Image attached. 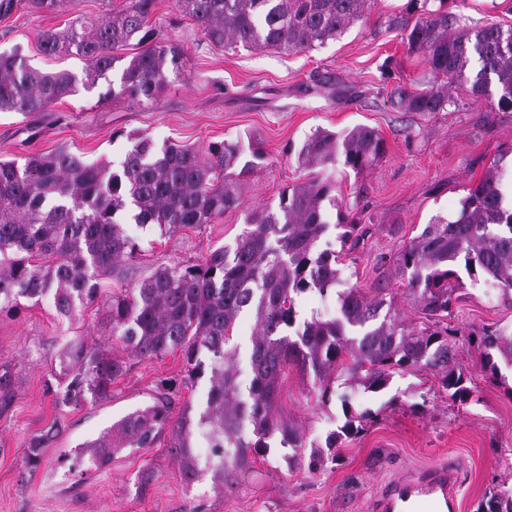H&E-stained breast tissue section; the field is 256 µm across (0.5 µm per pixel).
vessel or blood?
Returning a JSON list of instances; mask_svg holds the SVG:
<instances>
[{
	"label": "vessel or blood",
	"mask_w": 512,
	"mask_h": 512,
	"mask_svg": "<svg viewBox=\"0 0 512 512\" xmlns=\"http://www.w3.org/2000/svg\"><path fill=\"white\" fill-rule=\"evenodd\" d=\"M462 477L455 464L405 468L375 494L372 512H460Z\"/></svg>",
	"instance_id": "b4317fda"
}]
</instances>
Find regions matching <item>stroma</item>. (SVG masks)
I'll list each match as a JSON object with an SVG mask.
<instances>
[{
	"instance_id": "stroma-1",
	"label": "stroma",
	"mask_w": 512,
	"mask_h": 512,
	"mask_svg": "<svg viewBox=\"0 0 512 512\" xmlns=\"http://www.w3.org/2000/svg\"><path fill=\"white\" fill-rule=\"evenodd\" d=\"M405 3L373 0L340 38L287 53L215 48L176 0H158L150 26L160 41L183 48L186 60L157 102L106 98L108 83L121 74L113 69L92 89H79L48 111L0 112V159L21 163L65 146L84 160L116 165L138 135L159 146L256 142L264 157L240 178L239 208L169 239L127 223L142 246L139 273L146 276L157 266L194 262L233 243L248 212L276 206L284 186L310 179L297 151L316 129L374 127L388 146L379 163L360 173L335 170L337 200L371 228L345 257L343 276L372 288L388 275L399 245L435 217H452L492 163L500 165L502 188L512 187V109L474 100L459 88L450 89L444 111L424 117L400 111L392 99L394 87L420 90L430 78L422 54L409 51L402 32L387 26ZM124 5L67 0L54 14H0V50L17 45L43 71L82 75L80 60L45 55L39 32L102 19ZM451 10L470 26H512V0H453ZM102 285L103 300L121 288L108 279ZM458 295L451 323L460 330L512 324V303L493 282H466ZM103 300L71 322L60 319L48 299L19 315L0 316V364L10 367L15 383L12 404L0 414V512H369L371 499L396 470L448 460L463 469L462 512H480L492 490H512V369L490 378L476 351L462 341L457 358L476 388L465 406L435 392L423 372L395 374L377 393L339 386L323 404L297 370L286 369L277 410L304 432L307 447H324L343 424L342 398L373 414L359 436L337 445L339 460L317 473H308L305 461H286L275 438L267 459L257 463L262 477L239 485H216L208 474L185 483L161 441L127 449L92 473L70 472L64 461L77 443L151 403L157 382L183 371L177 352L161 359L131 357L110 334ZM79 338L126 360L127 371L108 399L74 408L57 404L46 384L60 370L62 347ZM53 424L60 433L46 446L42 467L26 471L25 448Z\"/></svg>"
}]
</instances>
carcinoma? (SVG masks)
<instances>
[{
  "label": "carcinoma",
  "mask_w": 512,
  "mask_h": 512,
  "mask_svg": "<svg viewBox=\"0 0 512 512\" xmlns=\"http://www.w3.org/2000/svg\"><path fill=\"white\" fill-rule=\"evenodd\" d=\"M65 0H0V12L23 6L34 13L56 12ZM183 13L216 47L241 45L254 50H312L339 38L363 19L371 0H177ZM449 0H407L388 27L400 30L409 50L423 54L430 74L420 91L404 86L393 96L404 112L430 115L448 105V90L464 88L475 99L490 97L512 108V27H467L448 11ZM157 0H127L118 13L97 21H75L62 31L45 30L39 44L47 55L71 56L84 63V77L68 71L44 72L26 64L20 48L0 51V112L34 114L58 100L87 89L107 76L123 56L116 51L137 40L139 51L122 67L119 85L105 96L153 103L179 73L183 50L157 40L147 28ZM251 159L242 161L240 141L210 142L205 147L156 146L141 137L119 169L88 162L61 146L20 165L0 161V314L15 315L20 299L39 304L53 300L68 320L99 299L100 282L122 280L135 266L139 244L120 217L130 212L140 227L162 236L214 223L241 204L240 175L262 158L249 144ZM381 133L357 125L336 134L317 129L297 151L304 168L323 175L290 185L276 207L249 212L231 245L211 251L197 263L156 268L134 287L106 299L107 322L136 358H162L179 351L181 379L157 383L153 403L138 408L77 445L72 469L86 462L99 467L126 448H151L168 434L167 448L180 463V476L192 483L203 473L220 484L230 475L246 480L257 475V460L270 451L267 439L292 453L304 447L303 434L277 413L279 384L286 368L311 382L310 391L327 403L341 381L367 392L388 387L401 371L426 372L438 378L454 403H467L474 389L456 362L452 338L458 330L445 322L451 315L460 271L499 285L512 301V207L505 205L497 165L468 189L451 219L436 217L415 237L403 242L394 260V275L404 282L419 325L410 328L386 313L392 305L386 288L367 296L342 278V248L355 247L360 225L336 201L335 180L325 174L341 163L355 172L372 168L385 156ZM337 207V224L327 220L324 202ZM341 250L327 240L331 227ZM335 292L339 314L326 320L300 321L299 295ZM255 319L249 356L250 382H239L237 349L228 345L238 319ZM482 366L494 377L499 367L492 351L512 366V326L467 333ZM56 402L81 406L110 397L112 383L127 363L102 347L76 339L59 354ZM207 378L197 405L187 402L173 416L180 389ZM14 397L11 371L0 366V412ZM345 422L328 436L333 449L341 437H357L371 415L356 411L342 396ZM44 434L25 449L24 467L34 472L43 463ZM483 512H512V491L496 490Z\"/></svg>",
  "instance_id": "obj_1"
}]
</instances>
